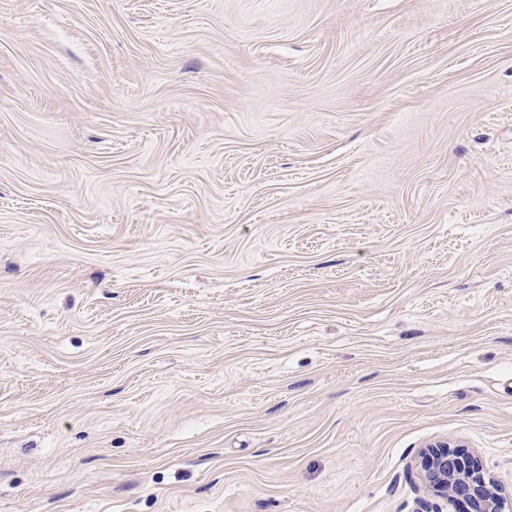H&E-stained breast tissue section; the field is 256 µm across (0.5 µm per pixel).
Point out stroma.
<instances>
[{
  "mask_svg": "<svg viewBox=\"0 0 512 512\" xmlns=\"http://www.w3.org/2000/svg\"><path fill=\"white\" fill-rule=\"evenodd\" d=\"M512 493V0H0V512ZM448 440L427 444L419 468L428 492L451 503L460 500L466 512H510L511 495L494 479L478 455L455 450Z\"/></svg>",
  "mask_w": 512,
  "mask_h": 512,
  "instance_id": "obj_1",
  "label": "stroma"
}]
</instances>
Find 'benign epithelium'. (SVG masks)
Masks as SVG:
<instances>
[{
    "instance_id": "obj_1",
    "label": "benign epithelium",
    "mask_w": 512,
    "mask_h": 512,
    "mask_svg": "<svg viewBox=\"0 0 512 512\" xmlns=\"http://www.w3.org/2000/svg\"><path fill=\"white\" fill-rule=\"evenodd\" d=\"M428 492L466 512H512V496L494 479L477 455L464 454L446 440L427 444L417 460Z\"/></svg>"
}]
</instances>
